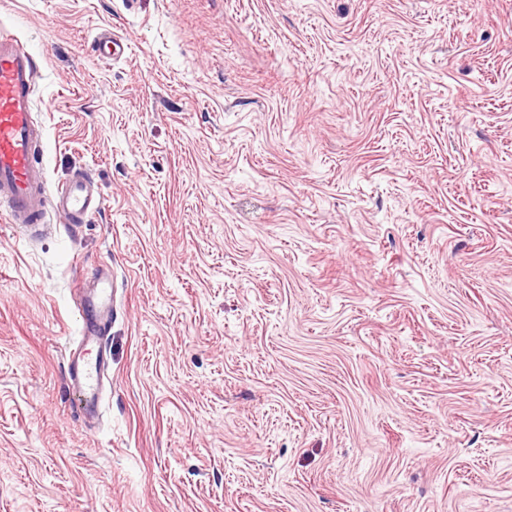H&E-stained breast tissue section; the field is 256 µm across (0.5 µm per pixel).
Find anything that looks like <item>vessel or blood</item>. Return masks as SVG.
I'll return each instance as SVG.
<instances>
[{
    "instance_id": "vessel-or-blood-1",
    "label": "vessel or blood",
    "mask_w": 512,
    "mask_h": 512,
    "mask_svg": "<svg viewBox=\"0 0 512 512\" xmlns=\"http://www.w3.org/2000/svg\"><path fill=\"white\" fill-rule=\"evenodd\" d=\"M97 57L105 62L126 54L128 46L110 31L92 40ZM35 58L14 36L0 34V212L22 236L40 230L48 216L60 224H82L99 212L103 198L91 174L82 173L47 190L38 172V144L43 129L35 119ZM80 308L95 310L99 323L84 327L75 348L68 351V378L86 408L98 404L106 366L100 323L112 317V280L80 279L76 284Z\"/></svg>"
}]
</instances>
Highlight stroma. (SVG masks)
<instances>
[{"label":"stroma","instance_id":"stroma-1","mask_svg":"<svg viewBox=\"0 0 512 512\" xmlns=\"http://www.w3.org/2000/svg\"><path fill=\"white\" fill-rule=\"evenodd\" d=\"M128 40L102 62V28ZM49 187L0 216V512H512V0H0ZM109 380L68 386L82 263ZM90 280L81 278L76 283V292L79 296V311L91 307L95 310L99 325L112 318V275L103 278L99 276L94 288H90Z\"/></svg>","mask_w":512,"mask_h":512}]
</instances>
